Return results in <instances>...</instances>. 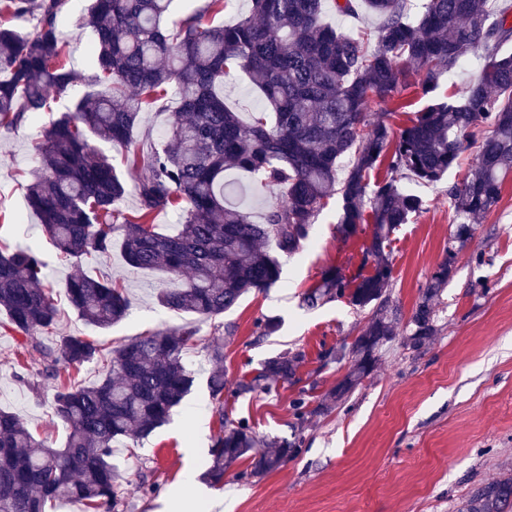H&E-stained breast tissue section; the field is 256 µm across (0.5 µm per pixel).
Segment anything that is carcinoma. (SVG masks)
Masks as SVG:
<instances>
[{"label": "carcinoma", "mask_w": 512, "mask_h": 512, "mask_svg": "<svg viewBox=\"0 0 512 512\" xmlns=\"http://www.w3.org/2000/svg\"><path fill=\"white\" fill-rule=\"evenodd\" d=\"M172 2L93 0L84 25L95 33L94 72L84 78L68 66L58 35L68 0H0V128L12 130L27 113L50 109L52 94L79 81L92 87L44 130L28 206L51 244L75 264L109 253L116 206L128 186L91 140L127 147L140 114L175 99L168 143L133 159L140 211L124 218L122 256L130 267L180 280L159 293L163 307L209 319L277 285L279 259L263 245L288 256L301 253L315 216L339 195L337 232L345 239L359 230L368 235L364 255L372 272L349 279L332 267L302 304L345 298L371 314L349 351L333 354L339 362L350 353L353 363L321 404L329 410L371 374L396 336L386 248L395 229L423 207L401 180L440 183L474 129L490 128L469 177L449 189L453 246L423 289L403 337L405 347L418 351L437 332V301L458 252L512 173V51L504 50L512 44V4L425 0L412 19L407 0H333L340 14L361 7L378 18L374 33L353 34L324 22V0H250L249 14L232 25L205 23L195 12L170 27ZM25 16L37 24L22 32L11 21ZM467 54L482 58L484 66L461 96L434 97L397 131L368 112L370 101L396 97L403 67L425 72L433 93ZM237 69L265 103L247 119L219 93L224 77ZM228 166L280 192L283 201L262 222L230 201ZM382 166L385 177L371 182ZM166 208L179 212L171 233L147 223ZM44 268L34 245L0 250V311L21 335V346L40 357L42 377L58 381L53 412L68 435L64 447L54 448L19 416L0 410V512H52L63 502L80 512H119L113 442L149 436L191 393L195 378L185 355L197 345V329L160 330L115 348L82 336L47 344L42 334L55 325L59 310ZM65 295L81 319L101 329L123 320L131 307L126 289L112 280L73 276ZM303 360L301 353L271 357L258 375L241 378L237 391L290 379ZM94 362L109 372L86 386L79 372ZM208 388L224 406V370L212 372ZM259 447L244 422L219 430L204 478L220 485L226 469L243 459L250 460V471L241 477L263 475L299 451L275 440L266 443L268 452ZM461 512H512V474L476 488Z\"/></svg>", "instance_id": "1"}]
</instances>
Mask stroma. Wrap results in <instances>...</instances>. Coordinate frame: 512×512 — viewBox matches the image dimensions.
<instances>
[{"mask_svg":"<svg viewBox=\"0 0 512 512\" xmlns=\"http://www.w3.org/2000/svg\"><path fill=\"white\" fill-rule=\"evenodd\" d=\"M91 0H69L58 20L68 43L71 67L91 75L88 49L95 40L83 21ZM208 0H173L169 22L202 13L206 22L235 23L247 15L248 0H230L221 14ZM399 102L371 101L373 117L389 116L404 126L428 102L423 72L404 68ZM87 91L78 83L55 95L51 111L28 118L14 130H0V244L37 246L55 288L77 273L108 277L127 289L128 316L108 329L86 323L70 308L46 343L63 336H90L108 347L159 330L197 328L200 340L185 356L195 386L170 421L147 438L116 443L112 461L121 473L123 512H168L173 496L190 512H458L478 486L512 473V174L501 186L498 203L476 223L459 252L436 310L438 332L415 352L394 339L375 371L341 404L319 410L324 395L350 367L327 360L326 352L351 343L366 325L369 311L347 300L302 306L301 296L323 271L337 267L347 277L363 271L368 243L364 233L341 239L336 233L338 201L330 199L315 218L303 252L281 256V280L263 293H249L230 311L201 321L162 307L156 298L177 281L159 271L134 269L121 255V233L112 251L71 265L58 259L39 219L26 204V186L38 167L37 146L57 115L71 110ZM174 103L164 102L143 114L130 147L95 141L111 157L127 183L133 152L149 150L166 137ZM475 149L466 150L456 167L434 186L418 187L426 206L400 225L388 249L392 266L390 298L402 319H409L422 290L443 258L454 210L449 188L470 172ZM266 316L280 318L279 330L261 335ZM0 313V409L16 413L53 447H63L66 427L52 408L54 383L41 380L37 390L14 376L19 335L4 329ZM224 351V406L212 403L207 381L214 369L207 345ZM300 352L305 356L295 378L271 390L236 393L237 381L255 376L271 357ZM303 417H296V410ZM244 421L262 439L297 443L300 452L277 471L241 478L244 464L224 473L223 487L202 475L220 427ZM194 473L186 482V473Z\"/></svg>","mask_w":512,"mask_h":512,"instance_id":"stroma-1","label":"stroma"}]
</instances>
